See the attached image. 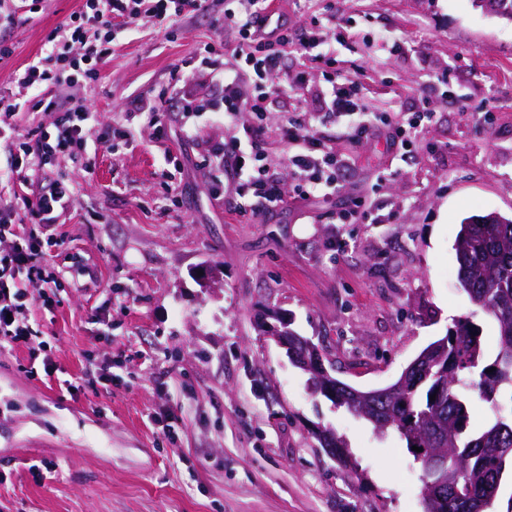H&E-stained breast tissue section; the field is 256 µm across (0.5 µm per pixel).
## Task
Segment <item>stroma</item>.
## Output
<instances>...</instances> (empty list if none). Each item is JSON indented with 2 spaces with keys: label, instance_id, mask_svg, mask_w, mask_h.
Here are the masks:
<instances>
[{
  "label": "stroma",
  "instance_id": "stroma-1",
  "mask_svg": "<svg viewBox=\"0 0 512 512\" xmlns=\"http://www.w3.org/2000/svg\"><path fill=\"white\" fill-rule=\"evenodd\" d=\"M78 5L38 0L0 26L12 49L1 95ZM234 6L124 31L89 94L84 163L53 168L71 197L44 262L62 274L27 286L39 350H0V512L424 510L404 443L311 394L259 324L287 313L335 377L364 391L395 381L462 316L495 352L497 324L460 287L453 245L466 217L512 216V22L472 0H285L290 35L318 19L336 40L311 87L355 75L376 114L409 111L444 75L455 95H431L438 119L405 156L381 135L351 142L345 119L309 120L349 158V179L252 217L236 213L235 187L215 191L222 172L204 144L238 133L221 114L195 117L193 138L182 113H164L158 132L124 114L131 94L166 100L173 70L197 75L204 44L234 43L221 14ZM120 127L133 143L115 154L101 138ZM342 203L374 223H337ZM315 425L343 435L356 472L326 454Z\"/></svg>",
  "mask_w": 512,
  "mask_h": 512
}]
</instances>
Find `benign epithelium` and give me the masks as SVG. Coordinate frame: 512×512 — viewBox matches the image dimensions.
<instances>
[{
	"mask_svg": "<svg viewBox=\"0 0 512 512\" xmlns=\"http://www.w3.org/2000/svg\"><path fill=\"white\" fill-rule=\"evenodd\" d=\"M279 324L272 325L267 330L275 343L285 349L292 363L306 373L316 377L317 385L312 387L316 394L336 398V378L332 376L333 366L326 365L323 352L308 340L303 339L288 328V318L278 317ZM317 439L325 447V452L339 465H344V459L338 454L336 439L322 427L312 429Z\"/></svg>",
	"mask_w": 512,
	"mask_h": 512,
	"instance_id": "benign-epithelium-1",
	"label": "benign epithelium"
}]
</instances>
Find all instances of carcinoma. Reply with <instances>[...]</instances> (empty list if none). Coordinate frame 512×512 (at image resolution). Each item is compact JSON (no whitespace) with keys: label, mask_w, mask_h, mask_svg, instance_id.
I'll list each match as a JSON object with an SVG mask.
<instances>
[{"label":"carcinoma","mask_w":512,"mask_h":512,"mask_svg":"<svg viewBox=\"0 0 512 512\" xmlns=\"http://www.w3.org/2000/svg\"><path fill=\"white\" fill-rule=\"evenodd\" d=\"M454 250L461 287L497 323L495 354H486L479 326L463 317L448 329L435 365L411 368L395 395L361 404L336 381V407L353 411L378 433L394 431L413 458L420 456L415 446L445 449L443 465L455 485L445 496L424 499L425 512H481L466 503L504 473L508 459L493 449L512 448V407L502 402L507 391L512 404V218L491 212L464 219ZM468 390L493 413L477 432L462 396Z\"/></svg>","instance_id":"1"}]
</instances>
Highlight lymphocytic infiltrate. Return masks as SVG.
Here are the masks:
<instances>
[{"label": "lymphocytic infiltrate", "mask_w": 512, "mask_h": 512, "mask_svg": "<svg viewBox=\"0 0 512 512\" xmlns=\"http://www.w3.org/2000/svg\"><path fill=\"white\" fill-rule=\"evenodd\" d=\"M211 6V0H82L80 8L56 28L47 57L35 58L11 75L12 84L20 88H56V95L46 104L56 115L54 135L20 133L15 118L26 109V101L0 96V140L9 144L12 172L26 182L54 161L86 148L95 113L76 91L96 82L98 67L114 42L113 20L127 26L143 22L171 26ZM266 7L267 0H237L236 10L225 12L224 24L236 31L237 40L225 47L223 66L214 67L211 45L199 50L201 70H212L224 83L217 109L223 112L225 124H236L243 112L264 117L273 102L281 104L279 138L288 148V178H281L277 168L267 163L261 148V125L244 127L242 136L233 140L208 145V154L223 170L225 180L236 185L241 198L238 211L243 215L251 197L272 208L283 202L286 189L302 198L319 197L334 194L345 182L348 162L322 138L308 133L302 117L305 103H312L322 118H346V135L351 141L384 132L405 150L412 149L419 128L436 119L425 92L413 111L393 117L367 113L364 87L351 75L329 76L324 87L312 91L310 99L296 97V90L309 85V68L329 61L336 44L320 29H307L296 42L299 59L295 70L285 69L291 42L287 25H280L270 35L259 34L255 28ZM68 196L67 186L55 179L43 180L33 196L19 202L0 196V239L13 240L9 252H0L1 349L31 342L34 331L27 316L25 285L33 280L47 284L53 279L43 263V248L55 245V238L27 234L25 227L30 223L52 226L56 211Z\"/></svg>", "instance_id": "obj_1"}]
</instances>
